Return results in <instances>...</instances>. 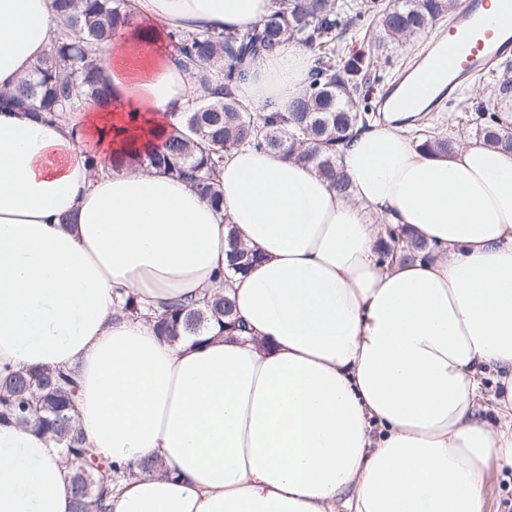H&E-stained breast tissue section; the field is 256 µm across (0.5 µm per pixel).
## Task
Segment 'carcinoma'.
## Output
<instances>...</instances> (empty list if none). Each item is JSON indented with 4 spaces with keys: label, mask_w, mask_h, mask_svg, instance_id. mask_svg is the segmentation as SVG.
Returning a JSON list of instances; mask_svg holds the SVG:
<instances>
[{
    "label": "carcinoma",
    "mask_w": 512,
    "mask_h": 512,
    "mask_svg": "<svg viewBox=\"0 0 512 512\" xmlns=\"http://www.w3.org/2000/svg\"><path fill=\"white\" fill-rule=\"evenodd\" d=\"M60 36L33 73L0 96V107L26 108L47 123L66 120L76 112L107 103L110 92L101 74L96 50L116 31L134 24L130 0H54ZM459 8L458 0H393L382 10L373 34L374 48L384 49L436 27ZM372 9L367 0H279L278 8L244 31L170 29L166 38L179 63L202 89L178 114L182 130L168 134L160 148L145 150L133 160L112 158V167L130 163L160 170L190 182L196 192L218 204L223 188L218 179L224 153L250 146L277 153L312 167L341 197H350L349 179L341 169L344 145L353 132L368 128L375 114L360 108L362 89L370 74L360 66L336 68V36ZM314 52L308 85L287 111L253 112L236 95L240 81L257 58L273 53L285 41ZM475 111L476 135L494 148L512 150V133L501 115L512 113V61H506L489 101L467 98L448 121L470 122ZM413 140L432 154L453 153L457 141L437 128L412 131ZM433 247L400 227L385 229L379 250L385 263L426 260ZM227 262L235 272L247 271L259 256L238 245L228 234ZM124 311L153 324L158 336L177 342L198 335L216 323L219 332L243 333L230 299L214 293L201 299H177L157 310L141 307L130 296ZM77 377L72 369L26 367L0 381V422L31 427L51 436L61 447L74 493L73 512H112V494L137 475L112 459L85 447L77 424Z\"/></svg>",
    "instance_id": "1"
}]
</instances>
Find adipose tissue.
<instances>
[{
  "instance_id": "obj_1",
  "label": "adipose tissue",
  "mask_w": 512,
  "mask_h": 512,
  "mask_svg": "<svg viewBox=\"0 0 512 512\" xmlns=\"http://www.w3.org/2000/svg\"><path fill=\"white\" fill-rule=\"evenodd\" d=\"M138 22L244 30L274 0H132ZM52 0H0V93L50 53ZM111 103L48 124L0 109V377L68 367L88 444L126 481L112 512H484L512 469V153L425 152L419 110L354 136L345 200L312 168L242 147L223 207L181 179L111 169L158 144L198 89L162 43L122 30L99 54ZM311 59L287 42L238 87L286 109ZM102 168L92 173L88 155ZM435 252L379 261L381 223ZM262 256L228 271L229 232ZM227 286L249 331L172 343L122 314ZM499 416L482 418L486 378ZM57 443L0 424V512H72Z\"/></svg>"
}]
</instances>
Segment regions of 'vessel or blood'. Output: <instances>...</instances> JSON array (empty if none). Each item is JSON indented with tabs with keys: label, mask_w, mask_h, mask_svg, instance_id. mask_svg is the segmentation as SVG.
<instances>
[{
	"label": "vessel or blood",
	"mask_w": 512,
	"mask_h": 512,
	"mask_svg": "<svg viewBox=\"0 0 512 512\" xmlns=\"http://www.w3.org/2000/svg\"><path fill=\"white\" fill-rule=\"evenodd\" d=\"M488 2L465 0L447 34L432 44L425 81L431 84L447 76L445 95H453L473 76L493 72L502 57L512 54V0H499L498 21L492 26L483 17Z\"/></svg>",
	"instance_id": "obj_1"
}]
</instances>
